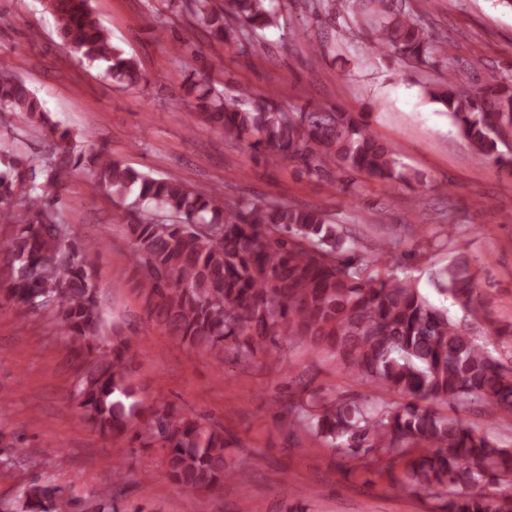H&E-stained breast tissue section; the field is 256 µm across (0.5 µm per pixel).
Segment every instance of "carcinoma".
Listing matches in <instances>:
<instances>
[{"instance_id": "1", "label": "carcinoma", "mask_w": 512, "mask_h": 512, "mask_svg": "<svg viewBox=\"0 0 512 512\" xmlns=\"http://www.w3.org/2000/svg\"><path fill=\"white\" fill-rule=\"evenodd\" d=\"M382 21L372 51L419 64L436 49L420 17L385 0H350ZM216 40L251 56L266 32L279 26L275 0H169ZM62 48L105 77L133 86L143 78L138 60L113 43L90 0H48ZM197 117L256 156L288 160L308 177L337 180L352 173L379 181L420 178L400 164L393 145L376 136L365 114L304 108L287 112L249 87L219 88L204 64L186 78ZM424 94L442 106L471 149L500 169H512V78L492 71L479 87L448 79ZM36 126L48 141L45 160L0 148V224L13 225L0 245V298L21 315L48 308L66 347L88 362L72 397L81 420L131 448L160 447L178 487L208 491L235 477L224 434L170 405L150 403L135 379L125 340L97 337L100 310L95 240L77 241L58 211L65 178L80 166L112 198H133L126 224L129 261L142 271L147 316L168 335L207 352L227 348L248 359L283 338L326 350L347 373L396 402L313 394L289 404L281 423H299L325 448L361 469L369 453L403 494L435 497L440 512H512V445L468 426L459 411L487 404L512 416V368L479 343L477 329L512 338L498 325L468 262L438 269L435 284L462 317L430 302L415 283L380 271L354 238L321 209L278 201L227 200L186 181L137 171L105 151L74 155L73 135L54 121L26 82L0 68V114ZM425 400L453 414L420 407ZM123 465L112 487L95 493L91 512H119L114 503ZM25 512H86L59 487L37 482L25 491Z\"/></svg>"}]
</instances>
